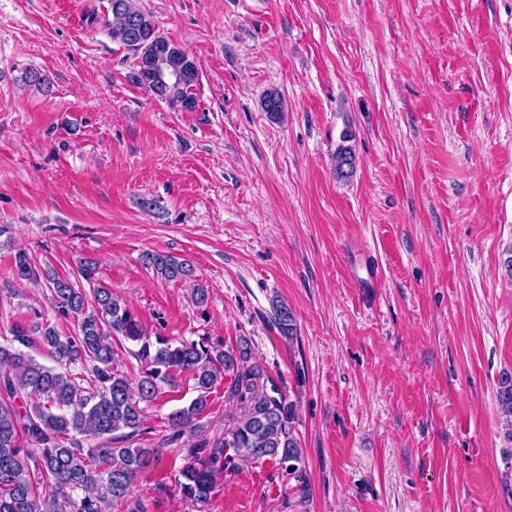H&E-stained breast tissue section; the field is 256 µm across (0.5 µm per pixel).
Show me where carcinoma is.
Returning <instances> with one entry per match:
<instances>
[{
	"mask_svg": "<svg viewBox=\"0 0 512 512\" xmlns=\"http://www.w3.org/2000/svg\"><path fill=\"white\" fill-rule=\"evenodd\" d=\"M104 25L112 40L134 55L133 79L158 98L192 110V88L199 72L193 58L156 28L136 0H108ZM263 108L278 119L285 111L282 95L266 93ZM345 130L333 155L339 181L355 172L356 156ZM143 265L168 282L193 276L185 260L163 252H146ZM12 276L19 282L44 281L58 315L74 324V334L62 336L50 323L16 324L11 339L0 344V512H108L123 503L126 512H145L132 497L141 474L159 461L153 448L134 446L143 433L145 405L158 400L176 377L188 373L196 396L168 415L177 439L198 429L209 407L211 390L230 375L225 401L241 414L224 429V438L201 441L190 449L189 463L177 480L182 499L204 505L224 472L231 450L237 460L271 461L296 481L304 482L302 448L295 435L296 405L274 381L272 391L258 385L261 369L249 363L250 348L240 339L224 349L208 339L171 342L150 338L130 307L102 284L91 293L71 278L47 267L38 270L23 250L13 255ZM274 324L289 338L297 335L296 318L288 304H273ZM55 362L40 363L27 349L31 334ZM138 346L134 353L141 375L132 380L118 370L113 343ZM81 365L73 374L70 366ZM496 404L512 436V376L499 382ZM100 444L83 447L78 437Z\"/></svg>",
	"mask_w": 512,
	"mask_h": 512,
	"instance_id": "1",
	"label": "carcinoma"
}]
</instances>
